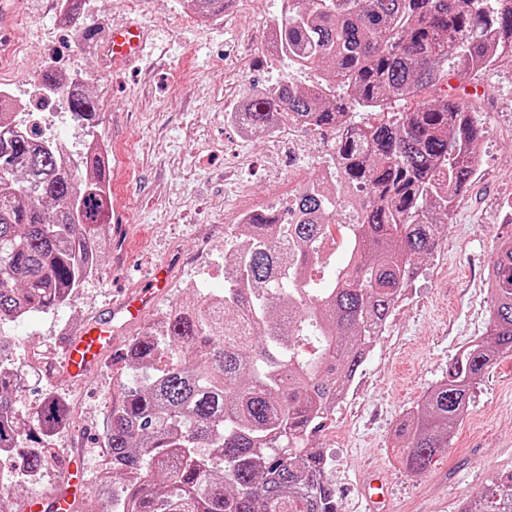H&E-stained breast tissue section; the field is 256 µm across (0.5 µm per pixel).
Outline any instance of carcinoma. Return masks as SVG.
<instances>
[{"label":"carcinoma","instance_id":"1","mask_svg":"<svg viewBox=\"0 0 512 512\" xmlns=\"http://www.w3.org/2000/svg\"><path fill=\"white\" fill-rule=\"evenodd\" d=\"M202 21L233 0H188ZM276 50L299 67L329 64L303 90L279 81L248 93L241 128L282 122L336 134L346 182L361 193L350 260L320 261V221L336 219L323 181L302 188L283 221L254 211L250 246L232 243L224 293L171 306L130 340L132 382L119 385L104 433L99 483L111 512H338L329 460L313 437L356 379L394 306L436 251L456 200L467 194L483 133L479 112L429 88L465 81L512 54V0H282L270 24ZM88 125L84 85L46 69L37 85ZM418 100L405 112L395 101ZM375 115L359 124L354 111ZM0 112V324L66 306L99 271L109 229L110 166L79 164L65 146L16 129ZM486 336L459 351L448 373L395 430L397 459L427 471L448 447L471 392L497 356L512 352V240L488 273ZM0 336V471L34 479L57 462L44 442L67 421L49 396L19 418L14 368ZM125 477L113 486L115 474ZM512 473L460 512H512Z\"/></svg>","mask_w":512,"mask_h":512}]
</instances>
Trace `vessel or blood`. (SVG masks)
<instances>
[{"label":"vessel or blood","mask_w":512,"mask_h":512,"mask_svg":"<svg viewBox=\"0 0 512 512\" xmlns=\"http://www.w3.org/2000/svg\"><path fill=\"white\" fill-rule=\"evenodd\" d=\"M147 36L138 24L130 23L113 28L112 36L104 47L105 54L113 64L122 65L142 53ZM167 269H158L148 286L127 294L119 303L113 304L108 316L83 326L75 335L66 339L64 373L68 380L83 382L91 369L114 345L112 336L114 323L141 318L153 307L158 295L166 288ZM388 479L384 474L372 473L364 478L361 494L369 507L375 508L386 500ZM76 494L72 491L46 494L40 497L41 512H72Z\"/></svg>","instance_id":"1"}]
</instances>
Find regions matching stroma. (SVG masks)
I'll use <instances>...</instances> for the list:
<instances>
[{
  "mask_svg": "<svg viewBox=\"0 0 512 512\" xmlns=\"http://www.w3.org/2000/svg\"><path fill=\"white\" fill-rule=\"evenodd\" d=\"M12 41L23 50L0 85L26 98L47 68L80 74L97 103L92 132L125 160L112 179V198L124 221L110 227L97 275L55 312L4 325L15 368L30 347L53 351L49 373L29 376L18 402L27 412L54 395L69 422L52 438L59 460L34 486L13 492L14 508L65 488L68 462L84 460L88 490L78 512H99L96 490L106 463L103 435L112 395L126 379L122 354L143 321L127 323L82 383L64 377L63 321L102 317L115 299L139 287L157 265L169 264L170 284L155 305L188 300L194 289L224 288V245L244 244L243 211L276 209L296 193L297 178L319 176L332 155L327 131L299 129L298 147L284 139L249 138L232 113L248 90L282 80L306 86L314 71L296 69L268 53L264 29L279 17L281 0H234L223 19L204 22L186 0H88L84 15L61 24L60 0H11ZM138 20L149 33L146 56L112 68L103 47L113 29ZM473 104L484 133L481 165L457 202L448 231L419 266L407 300L393 309L386 329L356 378L350 398L330 412L314 444L330 459L338 512H367L359 491L364 471L387 472L390 512H458L491 480L512 472V354L500 355L477 384L447 449L425 473L396 460L394 431L450 360L485 335L491 294L488 270L499 239L512 236L500 216L512 206V57L503 56L474 80Z\"/></svg>",
  "mask_w": 512,
  "mask_h": 512,
  "instance_id": "stroma-1",
  "label": "stroma"
}]
</instances>
